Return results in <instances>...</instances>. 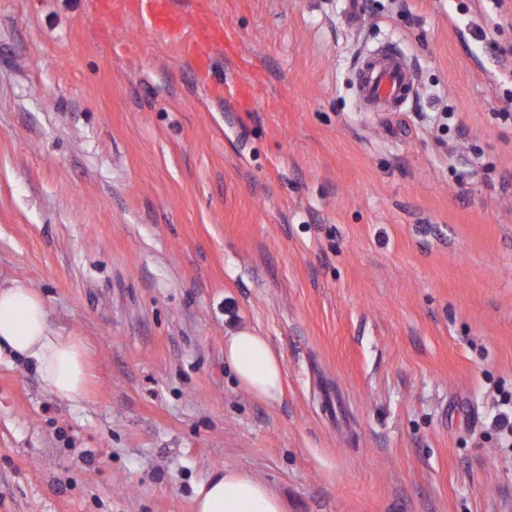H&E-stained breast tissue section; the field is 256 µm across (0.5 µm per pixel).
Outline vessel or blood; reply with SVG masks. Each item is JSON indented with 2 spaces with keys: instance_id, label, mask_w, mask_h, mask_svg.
<instances>
[{
  "instance_id": "vessel-or-blood-1",
  "label": "vessel or blood",
  "mask_w": 512,
  "mask_h": 512,
  "mask_svg": "<svg viewBox=\"0 0 512 512\" xmlns=\"http://www.w3.org/2000/svg\"><path fill=\"white\" fill-rule=\"evenodd\" d=\"M173 0H116L122 12L147 19L151 27L178 43L197 64H206L212 47L223 42L228 30L213 17L193 21L172 10ZM414 74L404 56L385 45L360 57L353 69L359 99L372 112L400 111L413 91Z\"/></svg>"
}]
</instances>
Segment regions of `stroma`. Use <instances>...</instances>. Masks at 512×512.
Returning a JSON list of instances; mask_svg holds the SVG:
<instances>
[{"instance_id":"stroma-1","label":"stroma","mask_w":512,"mask_h":512,"mask_svg":"<svg viewBox=\"0 0 512 512\" xmlns=\"http://www.w3.org/2000/svg\"><path fill=\"white\" fill-rule=\"evenodd\" d=\"M206 69L100 0H0V274L88 348L77 406L0 356V512H512V0H176ZM414 66L376 118L352 61ZM264 86L249 110L214 82ZM267 336L286 395L241 390ZM224 362L238 386L252 398L266 404L280 402L285 394L282 355L266 336L241 329L224 337ZM193 512H286V506L281 495L264 481L224 468L197 487Z\"/></svg>"}]
</instances>
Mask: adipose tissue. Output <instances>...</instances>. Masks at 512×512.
Here are the masks:
<instances>
[{"label":"adipose tissue","instance_id":"ef3b65f1","mask_svg":"<svg viewBox=\"0 0 512 512\" xmlns=\"http://www.w3.org/2000/svg\"><path fill=\"white\" fill-rule=\"evenodd\" d=\"M32 363L47 389L76 405L87 396L88 352L76 337L63 335L50 319L39 292L0 276V354ZM224 361L238 386L252 398L274 404L285 394L282 355L266 336L241 329L224 338ZM193 512H286L281 495L264 481L233 468L215 471L196 489Z\"/></svg>","mask_w":512,"mask_h":512}]
</instances>
